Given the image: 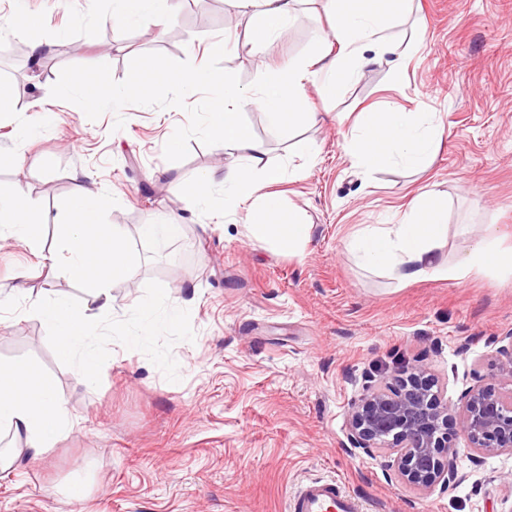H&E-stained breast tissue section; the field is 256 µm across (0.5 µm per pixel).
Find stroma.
<instances>
[{"label":"stroma","mask_w":512,"mask_h":512,"mask_svg":"<svg viewBox=\"0 0 512 512\" xmlns=\"http://www.w3.org/2000/svg\"><path fill=\"white\" fill-rule=\"evenodd\" d=\"M111 9L112 0H0V83L13 91L0 120V198L24 191L39 222L33 237L0 246V291L13 296L0 310V362L23 359L52 378L72 423L47 452L0 473V512H74L64 498L73 481L90 491L85 512H288L302 481L327 477L361 512H512L502 486L511 451L484 455L457 437L449 464L459 483L420 490L392 477L395 450L345 448L351 404L399 370L425 367L453 422L467 390L512 383L497 353L512 334L511 272L401 285L346 248L434 189L448 209L440 260H462L483 224L512 255V0H411L387 30L406 55L402 69L365 67L333 99L306 82L317 119L286 131L260 109L242 112L268 165L305 167L273 187L311 226L299 254L249 240L246 210L225 212L223 186L204 184L225 163L204 123L211 90L160 85L123 109L92 110L79 93L59 92L56 75H92L109 91L133 85L148 60L169 73L208 68L254 92L264 64L323 47L322 6L299 0L264 60L256 19L224 0H180L167 25L118 33L104 21ZM24 16L38 19L36 31L20 25ZM33 37L50 44L34 62ZM221 39L224 53L209 54ZM367 109L440 118L445 133L427 167L355 168L344 145ZM85 175L104 223L125 232L136 256L132 280L111 286L114 309L97 340L109 362L88 386L60 359L52 327L28 312L38 299L85 306L81 281L38 255L60 247ZM201 184L212 207L187 210V187ZM172 221L182 233L166 242L138 233ZM147 300L180 319L122 346Z\"/></svg>","instance_id":"35a3bbf8"}]
</instances>
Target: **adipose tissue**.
<instances>
[{"label": "adipose tissue", "instance_id": "obj_1", "mask_svg": "<svg viewBox=\"0 0 512 512\" xmlns=\"http://www.w3.org/2000/svg\"><path fill=\"white\" fill-rule=\"evenodd\" d=\"M230 8L254 17L260 27V54H268L293 15L297 0H226ZM389 10H378L374 0H327L326 12L334 22L340 46L335 57L315 53L286 67L267 69L260 90L248 94L233 82L205 69L174 76V84L184 89L214 88L217 97L207 121L227 155H238L236 163L211 172L209 181L224 187V209L233 211L248 203L247 235L250 240L272 245L296 254L310 237L311 227L294 214V209L271 185L284 181L282 168L264 165V150L240 113L248 107L264 111L273 129L283 130L313 120L304 101L303 81L318 78L326 96H336L344 75L369 65L386 63L398 55L399 46L386 31L402 14L409 0H388ZM111 19L123 28L138 21L161 23L171 16L173 0H114ZM373 56H366L367 47ZM61 92L77 91L87 106L120 109L129 97L127 91L113 90L103 97L99 81L92 76L59 72ZM357 135L345 147L355 167L370 173L397 163L417 170L426 165L434 145L444 132L436 118L418 119L405 112L371 110L355 120ZM70 222L65 227L62 252L51 251L43 259L50 265L66 264L72 275L83 280L88 298L84 311H75L67 301L55 299L31 305L37 317L54 326L60 355L76 363L82 381H93L104 366L105 357L90 349L102 319L113 308L109 283L128 279L135 256L125 245L122 234L102 223L98 195L88 183L77 184L69 202ZM448 235V215L440 206L437 193L413 206L394 224L369 226L348 241L349 250L368 267L384 271L401 282L427 278L465 280L474 270L500 265L501 255L490 236H483L469 256L456 265L438 262L436 251ZM25 436L32 456H40L69 430V420L51 379L27 362L0 364V430Z\"/></svg>", "mask_w": 512, "mask_h": 512}]
</instances>
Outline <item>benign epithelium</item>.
I'll use <instances>...</instances> for the list:
<instances>
[{"label":"benign epithelium","mask_w":512,"mask_h":512,"mask_svg":"<svg viewBox=\"0 0 512 512\" xmlns=\"http://www.w3.org/2000/svg\"><path fill=\"white\" fill-rule=\"evenodd\" d=\"M502 341L498 353L504 360L503 371L512 380V334ZM347 426L345 448L352 453L398 449L392 467L403 482L419 488L458 483L457 472L442 462L456 452L448 434V402L433 392L423 367L393 375L352 403ZM458 434L485 454L512 451V388L471 389L465 396Z\"/></svg>","instance_id":"obj_1"}]
</instances>
